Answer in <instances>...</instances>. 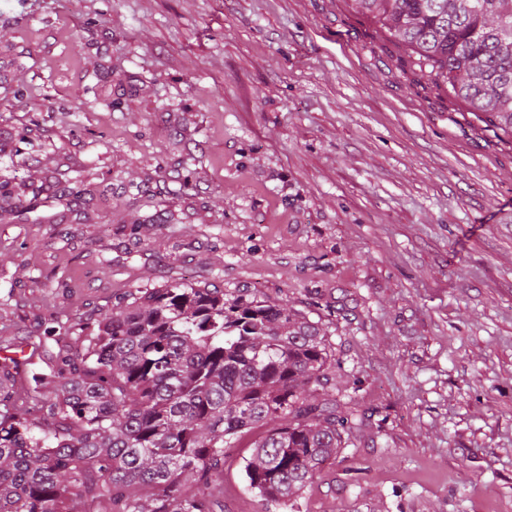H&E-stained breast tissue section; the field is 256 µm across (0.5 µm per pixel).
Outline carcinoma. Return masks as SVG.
I'll return each mask as SVG.
<instances>
[{
    "mask_svg": "<svg viewBox=\"0 0 512 512\" xmlns=\"http://www.w3.org/2000/svg\"><path fill=\"white\" fill-rule=\"evenodd\" d=\"M353 2L512 135V0ZM52 323L28 357L0 358V512H211L224 449L265 425L245 460L248 489L300 512L346 448L355 410L325 402L336 359L285 304L173 281L90 323Z\"/></svg>",
    "mask_w": 512,
    "mask_h": 512,
    "instance_id": "1",
    "label": "carcinoma"
}]
</instances>
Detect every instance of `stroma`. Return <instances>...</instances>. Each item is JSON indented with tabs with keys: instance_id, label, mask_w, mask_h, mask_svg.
Here are the masks:
<instances>
[{
	"instance_id": "35a3bbf8",
	"label": "stroma",
	"mask_w": 512,
	"mask_h": 512,
	"mask_svg": "<svg viewBox=\"0 0 512 512\" xmlns=\"http://www.w3.org/2000/svg\"><path fill=\"white\" fill-rule=\"evenodd\" d=\"M176 279L328 339L301 512H512V136L351 0H0V339Z\"/></svg>"
}]
</instances>
